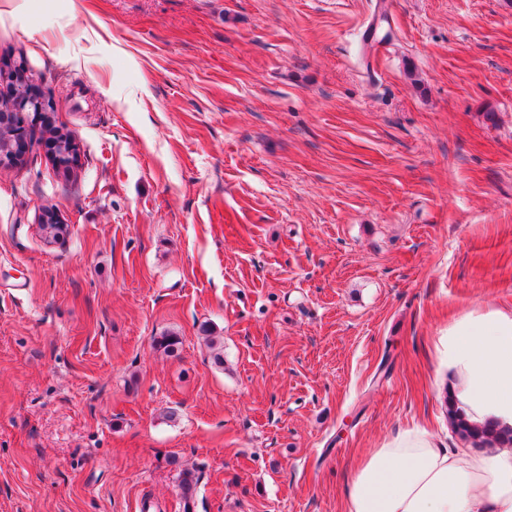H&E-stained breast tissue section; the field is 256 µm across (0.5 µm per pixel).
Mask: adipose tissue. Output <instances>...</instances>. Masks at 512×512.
Wrapping results in <instances>:
<instances>
[{
  "label": "adipose tissue",
  "mask_w": 512,
  "mask_h": 512,
  "mask_svg": "<svg viewBox=\"0 0 512 512\" xmlns=\"http://www.w3.org/2000/svg\"><path fill=\"white\" fill-rule=\"evenodd\" d=\"M437 384L474 428L512 429V309L474 306L432 341ZM348 512H512V448L439 447L413 427L356 465Z\"/></svg>",
  "instance_id": "ef3b65f1"
}]
</instances>
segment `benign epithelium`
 <instances>
[{
	"mask_svg": "<svg viewBox=\"0 0 512 512\" xmlns=\"http://www.w3.org/2000/svg\"><path fill=\"white\" fill-rule=\"evenodd\" d=\"M15 84L11 94L0 99V118L16 114L20 122L12 132H6L5 125L0 124V166L17 163L20 155L15 152L14 140L25 141L36 125H41V131L50 147H55L57 139L67 141V151L52 153L55 163L70 169L79 166V152L75 151L76 144L72 138L51 123V117L58 110V102L53 93H43L34 88L37 77L29 75L16 64Z\"/></svg>",
	"mask_w": 512,
	"mask_h": 512,
	"instance_id": "1",
	"label": "benign epithelium"
}]
</instances>
